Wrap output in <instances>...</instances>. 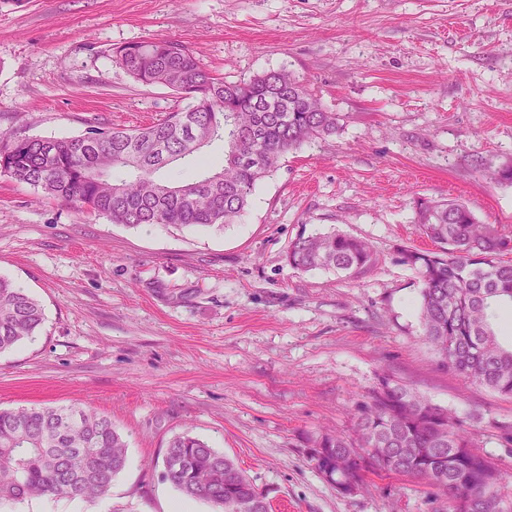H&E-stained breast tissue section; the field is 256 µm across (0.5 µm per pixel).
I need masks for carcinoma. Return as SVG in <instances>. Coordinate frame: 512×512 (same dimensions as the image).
<instances>
[{"mask_svg":"<svg viewBox=\"0 0 512 512\" xmlns=\"http://www.w3.org/2000/svg\"><path fill=\"white\" fill-rule=\"evenodd\" d=\"M112 61L144 85L170 88L181 105L146 127H113L64 138L0 141V172L81 212L138 227H218L248 207L257 183L280 158L303 144L336 135L341 118L313 90L285 70L229 82L210 76L184 45L166 39L131 43ZM216 141L224 143L218 169L177 183L159 173ZM126 170L128 178H115ZM416 223L435 248L403 247L402 264L420 275V318L425 340L443 366L463 380L512 396V346H504L494 320L512 304V260L504 259L512 225L482 224L456 200L419 205ZM373 261L370 246L342 233L299 237L286 262L299 272L332 269L349 274ZM40 303L0 277V353L36 333ZM433 403L384 376L355 403L352 440L325 433L314 444L357 460L346 478L384 471L420 479L456 448L473 447L468 433L446 416L431 419ZM127 444L105 414L73 407L0 409V505L44 497L94 500L108 494L126 465ZM165 456L175 467L166 478L185 497L214 512H238L234 498L255 496V485L235 460L188 432L174 436ZM444 470L427 482L440 490L450 512H498L497 498L512 485V472L497 470L496 485H452Z\"/></svg>","mask_w":512,"mask_h":512,"instance_id":"1","label":"carcinoma"}]
</instances>
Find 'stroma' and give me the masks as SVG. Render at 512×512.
Here are the masks:
<instances>
[{
  "label": "stroma",
  "instance_id": "stroma-1",
  "mask_svg": "<svg viewBox=\"0 0 512 512\" xmlns=\"http://www.w3.org/2000/svg\"><path fill=\"white\" fill-rule=\"evenodd\" d=\"M181 43L215 76L285 70L342 131L281 158L224 229L128 227L0 174V276L36 298V335L0 354V408L92 409L127 462L84 512H167L170 439L235 459L271 512H437L422 480L375 471L343 495L311 462L323 431L385 375L447 409L512 472V397L465 384L423 336V201L512 225V0H25L0 6V135L75 137L164 118L173 91L136 82L114 48ZM366 240L357 274L292 270L296 238Z\"/></svg>",
  "mask_w": 512,
  "mask_h": 512
}]
</instances>
